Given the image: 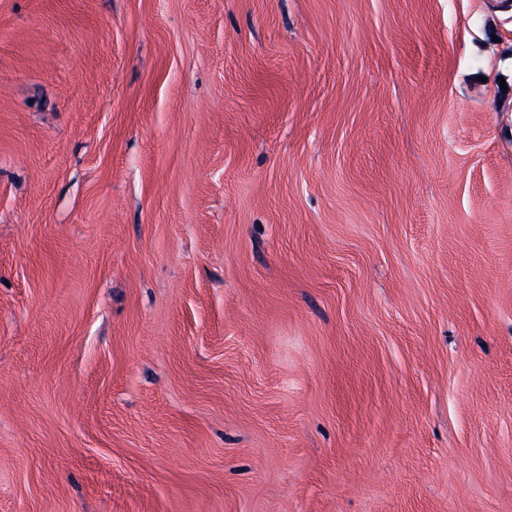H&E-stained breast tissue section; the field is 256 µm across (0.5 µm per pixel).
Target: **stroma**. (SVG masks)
<instances>
[{
	"instance_id": "35a3bbf8",
	"label": "stroma",
	"mask_w": 512,
	"mask_h": 512,
	"mask_svg": "<svg viewBox=\"0 0 512 512\" xmlns=\"http://www.w3.org/2000/svg\"><path fill=\"white\" fill-rule=\"evenodd\" d=\"M0 512H512V11L0 0Z\"/></svg>"
}]
</instances>
